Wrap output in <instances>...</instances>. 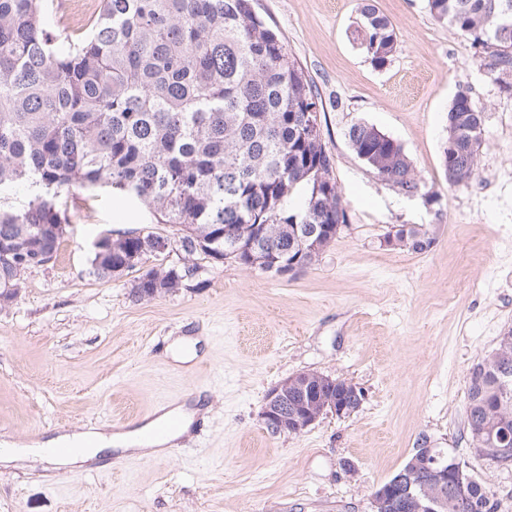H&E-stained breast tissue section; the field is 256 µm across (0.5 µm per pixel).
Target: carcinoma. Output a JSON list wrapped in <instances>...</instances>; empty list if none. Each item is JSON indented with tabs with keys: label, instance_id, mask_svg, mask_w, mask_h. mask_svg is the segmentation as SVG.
<instances>
[{
	"label": "carcinoma",
	"instance_id": "cac0c4a2",
	"mask_svg": "<svg viewBox=\"0 0 512 512\" xmlns=\"http://www.w3.org/2000/svg\"><path fill=\"white\" fill-rule=\"evenodd\" d=\"M446 22L492 58L512 95V0H427ZM358 39L371 64L385 66L397 34L372 0H361ZM318 92L252 0H101L78 35L62 36L47 0H0V199L29 191L19 208L0 203V251L58 250L67 217L60 197L73 189L108 190L154 209L179 226L168 244L188 256L226 259L224 225H247L255 251H286L323 224H345L332 158L322 130L310 135ZM482 112L465 92L448 110L443 151L448 183L477 173ZM352 150L383 178L419 188L400 143L360 122L345 133ZM152 231L118 238L112 256H93L92 273L112 278L136 269L133 253L158 260ZM194 266L161 264L143 272L140 298L178 287ZM26 270L0 257V298L17 295ZM485 357L466 387L471 438L499 446L512 436V391L500 368L512 366V342ZM441 512H495L475 483L465 499L447 494Z\"/></svg>",
	"mask_w": 512,
	"mask_h": 512
}]
</instances>
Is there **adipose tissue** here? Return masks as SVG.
I'll return each instance as SVG.
<instances>
[{"label": "adipose tissue", "mask_w": 512, "mask_h": 512, "mask_svg": "<svg viewBox=\"0 0 512 512\" xmlns=\"http://www.w3.org/2000/svg\"><path fill=\"white\" fill-rule=\"evenodd\" d=\"M67 441L77 442L80 440H91L92 445L88 448H81L74 454L68 456H56L51 454V441L35 440L23 448L15 447L14 443H0V461L5 463L28 461L51 462L59 466L75 465L97 457L100 453L117 448L125 452L140 453L148 455L154 453L155 446L152 443L142 440L137 434H107L100 430H85L67 434Z\"/></svg>", "instance_id": "adipose-tissue-1"}]
</instances>
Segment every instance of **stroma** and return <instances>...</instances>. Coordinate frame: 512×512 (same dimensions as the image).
<instances>
[{"instance_id": "1", "label": "stroma", "mask_w": 512, "mask_h": 512, "mask_svg": "<svg viewBox=\"0 0 512 512\" xmlns=\"http://www.w3.org/2000/svg\"><path fill=\"white\" fill-rule=\"evenodd\" d=\"M398 36L374 67L357 39L359 0H252L318 90L324 142L347 224L311 266L278 276L174 250L194 276L152 297L137 272L100 279L92 246L105 234L175 236L137 199L78 191L53 262L29 271L0 304V441L20 445L84 426L147 416L178 392L205 408L180 454L105 474L0 466V512H372L374 489L420 441L454 452L512 512V463L472 448L471 368L512 326V96L488 54L435 20L427 0H373ZM467 92L484 115L474 179L452 186L442 166L448 110ZM365 122L399 142L419 181H383L344 136ZM421 226L425 253L385 244ZM197 355L183 361L189 337ZM310 371L364 392L297 434L260 419L268 391Z\"/></svg>"}]
</instances>
